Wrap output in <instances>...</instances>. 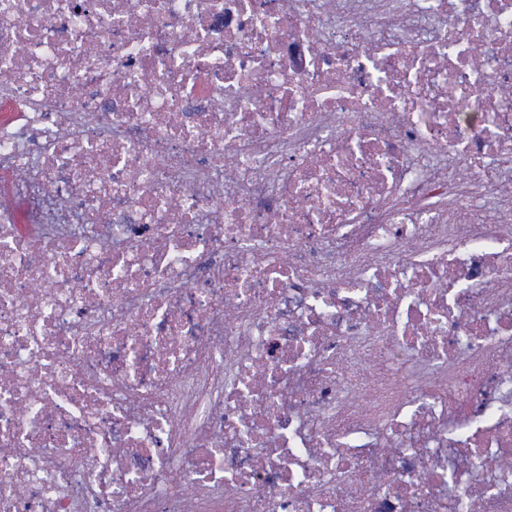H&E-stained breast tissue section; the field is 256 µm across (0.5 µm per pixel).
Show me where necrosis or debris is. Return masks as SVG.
<instances>
[{"instance_id": "necrosis-or-debris-1", "label": "necrosis or debris", "mask_w": 512, "mask_h": 512, "mask_svg": "<svg viewBox=\"0 0 512 512\" xmlns=\"http://www.w3.org/2000/svg\"><path fill=\"white\" fill-rule=\"evenodd\" d=\"M512 512V0H0V512Z\"/></svg>"}]
</instances>
